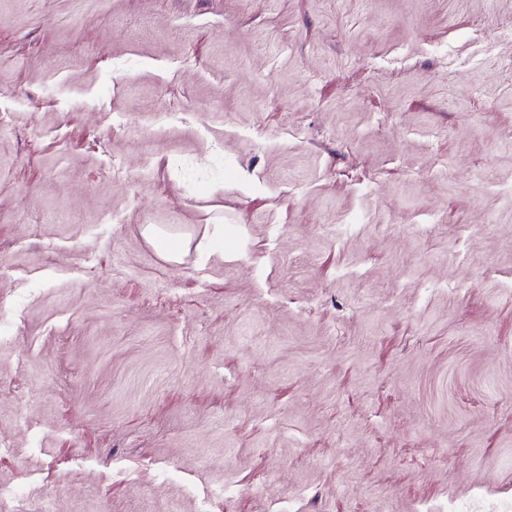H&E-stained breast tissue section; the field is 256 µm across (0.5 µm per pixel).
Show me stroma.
<instances>
[{
  "label": "stroma",
  "mask_w": 512,
  "mask_h": 512,
  "mask_svg": "<svg viewBox=\"0 0 512 512\" xmlns=\"http://www.w3.org/2000/svg\"><path fill=\"white\" fill-rule=\"evenodd\" d=\"M0 512H512V0H0Z\"/></svg>",
  "instance_id": "obj_1"
}]
</instances>
